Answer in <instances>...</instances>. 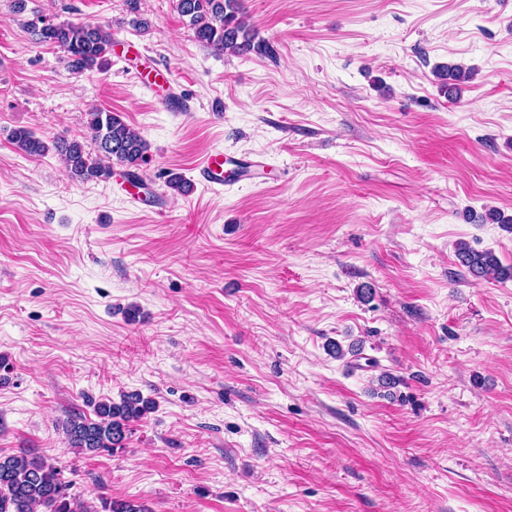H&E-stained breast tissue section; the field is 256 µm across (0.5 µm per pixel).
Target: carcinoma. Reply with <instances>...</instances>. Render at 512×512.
Instances as JSON below:
<instances>
[{
	"label": "carcinoma",
	"mask_w": 512,
	"mask_h": 512,
	"mask_svg": "<svg viewBox=\"0 0 512 512\" xmlns=\"http://www.w3.org/2000/svg\"><path fill=\"white\" fill-rule=\"evenodd\" d=\"M178 13L188 19L196 41L216 55L254 52L273 57V45L258 37L244 20L241 0H175ZM35 41L52 45L64 53L68 68L77 73L106 70L111 64L112 29L91 21H55L37 15L25 22ZM436 77L448 92L459 96L461 86L473 77V70L462 64H449L436 70ZM95 152L77 138L57 137L46 142L32 129L17 127L11 132L14 147L28 158L53 150L60 157L69 179L75 183L100 182L112 178L116 166L131 178L148 160L146 140L119 112L91 109L86 112ZM459 265L480 281L512 280V267L501 264L491 250H476L462 244L456 251ZM155 409V401L138 393L125 394L118 402L108 400L95 407L97 419L81 413L70 414L62 423L68 448L78 454L123 447L130 424L143 420ZM65 468L49 462L33 449L0 453V512H153L136 501L99 498L95 505L73 492L74 483L64 475Z\"/></svg>",
	"instance_id": "1"
}]
</instances>
